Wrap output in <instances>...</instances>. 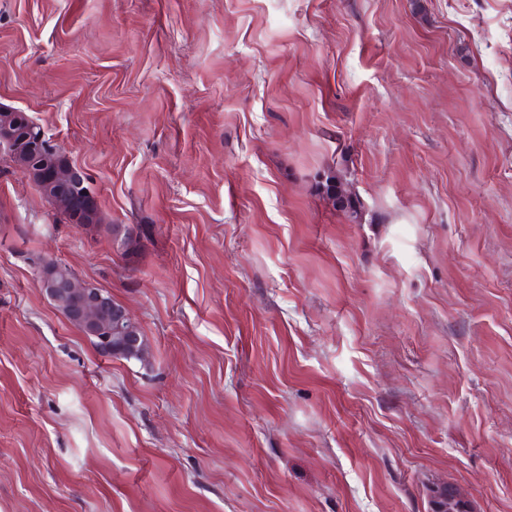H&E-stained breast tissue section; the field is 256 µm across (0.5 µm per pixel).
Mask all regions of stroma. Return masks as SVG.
<instances>
[{
	"instance_id": "1",
	"label": "stroma",
	"mask_w": 512,
	"mask_h": 512,
	"mask_svg": "<svg viewBox=\"0 0 512 512\" xmlns=\"http://www.w3.org/2000/svg\"><path fill=\"white\" fill-rule=\"evenodd\" d=\"M1 107L103 222L0 153V512H512V0H0ZM29 137V139L22 143L23 150L26 151L27 159L32 161L35 155L38 156V161H42L45 165V169L51 174L56 175L57 178H61V176H66L67 170L63 169V166L60 164V162L56 159L53 153L49 152L45 147L49 148L51 151H54L61 156L67 158L69 157L58 150V148L53 144L52 140H49V138L46 137L44 131L40 128L39 129V136L38 141L43 142L45 141V147L43 144H38L36 142L37 132L36 133H30V132H20L16 141H23L21 140V137ZM88 178L85 172L77 167L75 169V178L73 182L70 184L68 188L58 190L54 195H51L47 198V203L53 208L64 209L69 206L76 198V190L80 189L82 185L87 181ZM83 191H89L82 194L77 199V205L75 211H79L81 214H85L86 212L96 211L99 213L100 209L98 207L97 199L95 197L94 192L92 191L89 182L84 185L79 190V193ZM95 200V201H94ZM343 184L335 174L326 177L321 183L320 189L323 196L345 216L351 224L362 222L364 205L357 194H345L342 191ZM83 282L82 280L75 281L71 278L60 280L53 275L41 273L38 275L37 287L45 297L51 302L56 303L60 288H76L79 284H83ZM118 304H114L112 295L101 288H84L71 308V318L87 332L93 334L97 329L99 318L108 312L112 317L115 333L118 334L116 336L112 333L114 350L136 354L147 361L149 358L147 341L142 343L141 337L133 332L134 327L139 326L138 321L127 306ZM69 321L82 331L78 324Z\"/></svg>"
}]
</instances>
